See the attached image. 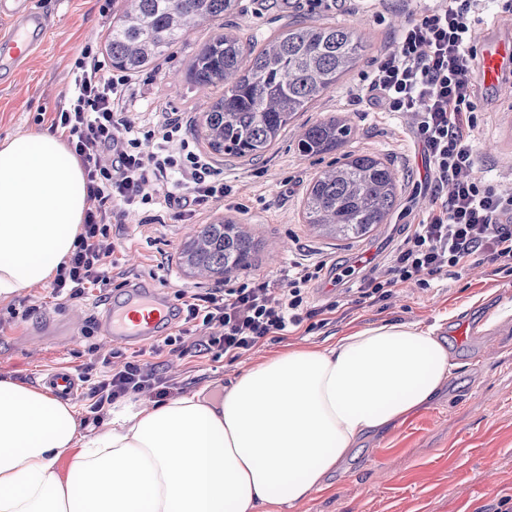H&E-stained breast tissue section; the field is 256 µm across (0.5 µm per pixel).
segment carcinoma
I'll return each mask as SVG.
<instances>
[{
	"instance_id": "1",
	"label": "carcinoma",
	"mask_w": 512,
	"mask_h": 512,
	"mask_svg": "<svg viewBox=\"0 0 512 512\" xmlns=\"http://www.w3.org/2000/svg\"><path fill=\"white\" fill-rule=\"evenodd\" d=\"M237 0H123L105 51L112 67L139 73L193 30L235 13ZM364 45L345 24L293 23L259 46L231 31L204 45L189 67L199 87H224L204 112L212 150L232 158L266 156L298 113L336 86ZM353 127L329 117L304 126L297 149L322 156L349 142ZM396 173L379 158L349 154L318 172L307 189V222L334 237L357 239L384 223L398 195ZM258 242L231 218L208 224L183 250L186 266L227 276L252 265Z\"/></svg>"
}]
</instances>
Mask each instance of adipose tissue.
I'll return each instance as SVG.
<instances>
[{"label": "adipose tissue", "instance_id": "adipose-tissue-1", "mask_svg": "<svg viewBox=\"0 0 512 512\" xmlns=\"http://www.w3.org/2000/svg\"><path fill=\"white\" fill-rule=\"evenodd\" d=\"M89 206L61 130L0 139V300L52 280ZM438 325L382 322L288 345L218 395L110 410L0 377V512H295L357 440L432 400L455 364Z\"/></svg>", "mask_w": 512, "mask_h": 512}]
</instances>
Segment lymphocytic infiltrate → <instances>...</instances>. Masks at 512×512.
<instances>
[{
    "instance_id": "f902f5d3",
    "label": "lymphocytic infiltrate",
    "mask_w": 512,
    "mask_h": 512,
    "mask_svg": "<svg viewBox=\"0 0 512 512\" xmlns=\"http://www.w3.org/2000/svg\"><path fill=\"white\" fill-rule=\"evenodd\" d=\"M483 2L431 0L421 18L394 33L360 93L381 111L412 117L411 132L424 148L438 195L384 271L358 288L359 299H386L405 282L426 288L481 260L512 269V185L489 184L475 173L479 93L471 37ZM129 91V76L105 74L94 56H85L66 107L51 120L84 165L90 201L75 249L51 283L55 297L82 299L111 286L116 243L110 229L124 208L177 201L193 216L231 192L223 170L186 138L177 113L147 127L124 126ZM322 269L295 263L282 285L254 277L203 294L178 292L185 326L152 347L150 359L116 366L110 355L95 354L83 364L90 413L103 418L112 404L143 391L166 400L175 386L153 362L166 347L183 355L237 357L300 327L319 313L310 288Z\"/></svg>"
}]
</instances>
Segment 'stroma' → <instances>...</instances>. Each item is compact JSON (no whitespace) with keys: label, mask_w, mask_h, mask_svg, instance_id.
Returning <instances> with one entry per match:
<instances>
[{"label":"stroma","mask_w":512,"mask_h":512,"mask_svg":"<svg viewBox=\"0 0 512 512\" xmlns=\"http://www.w3.org/2000/svg\"><path fill=\"white\" fill-rule=\"evenodd\" d=\"M32 2L50 36L24 72L0 66V138L43 130L66 105L85 53H92L104 70L112 68L104 45L122 0ZM410 17L404 0H377L352 13L318 7L312 0H239L231 21L256 40L296 20L339 22L358 30L365 51L333 91L297 118L265 159L212 154L232 188L223 202L191 218L176 205L132 208L112 227L117 268L163 289L170 298L180 290L203 294L218 287L216 278L186 274L179 255L192 231L225 217L245 224L262 243L254 264L232 276L231 284L252 276L281 278L294 260L325 264L311 292L314 305L323 309L313 329L269 339L235 359L163 355L159 370L179 395L228 384L242 369L290 343L320 346L382 320L439 324L457 364L447 384L404 422L363 437L326 488L314 492L299 512H482L497 495L512 492V316L502 314L512 303V270L472 265L428 288L404 283L388 299L355 300V289L383 271L409 225L418 223L434 200L428 162L412 138L410 118L350 101L367 84L392 32ZM223 32V21H216L135 74L127 117L143 124L177 111L188 139L206 149L197 126L222 90H198L186 72L203 44ZM330 116L348 120L356 130L343 152L378 157L399 180L393 214L361 239L323 236L305 220L307 188L320 167L300 156L295 143L304 124ZM476 121L478 176L491 184L512 182V84L496 96L480 94ZM21 298L28 314L0 330L1 378L41 385L51 371L78 370L88 361L89 348L110 349L104 332L106 301L65 302L53 296L47 283Z\"/></svg>","instance_id":"1"}]
</instances>
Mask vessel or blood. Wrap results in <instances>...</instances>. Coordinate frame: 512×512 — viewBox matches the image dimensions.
I'll list each match as a JSON object with an SVG mask.
<instances>
[{
	"label": "vessel or blood",
	"instance_id": "obj_1",
	"mask_svg": "<svg viewBox=\"0 0 512 512\" xmlns=\"http://www.w3.org/2000/svg\"><path fill=\"white\" fill-rule=\"evenodd\" d=\"M0 19L10 24L0 33V58L9 57L16 69H23L43 46V20L31 10L28 0H0ZM479 59L478 81L482 87L492 90L512 79V33L484 34L479 41ZM171 319L172 312L158 289L136 287L110 307L106 337L114 342L141 343ZM48 382L65 396L79 392L78 379L70 371H52Z\"/></svg>",
	"mask_w": 512,
	"mask_h": 512
}]
</instances>
